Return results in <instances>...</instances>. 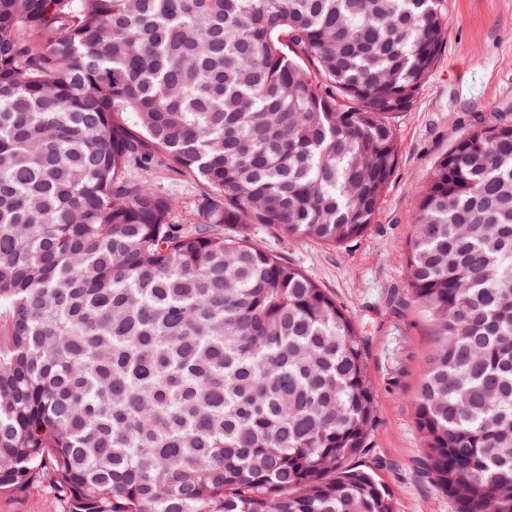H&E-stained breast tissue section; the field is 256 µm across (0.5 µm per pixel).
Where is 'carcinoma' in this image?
<instances>
[{"label":"carcinoma","mask_w":512,"mask_h":512,"mask_svg":"<svg viewBox=\"0 0 512 512\" xmlns=\"http://www.w3.org/2000/svg\"><path fill=\"white\" fill-rule=\"evenodd\" d=\"M443 0H0V495L65 512H394L365 337L241 224L373 223ZM200 181L201 224L138 173ZM415 403L455 512H512V125L414 191ZM64 504L47 484L38 488L0 496V512H63Z\"/></svg>","instance_id":"cac0c4a2"}]
</instances>
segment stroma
<instances>
[{"label":"stroma","instance_id":"stroma-1","mask_svg":"<svg viewBox=\"0 0 512 512\" xmlns=\"http://www.w3.org/2000/svg\"><path fill=\"white\" fill-rule=\"evenodd\" d=\"M448 34L412 107L397 114L399 157L374 221L334 248L291 238L270 224L248 236L325 288L361 324L377 401V424L362 462L393 495L395 512H455L428 478L414 405L437 344L436 328L407 299L405 258L416 199L435 160L470 126L512 124V0H444ZM150 179L177 204L173 221L199 224L201 183L166 170ZM49 486L0 496V512H63Z\"/></svg>","mask_w":512,"mask_h":512}]
</instances>
